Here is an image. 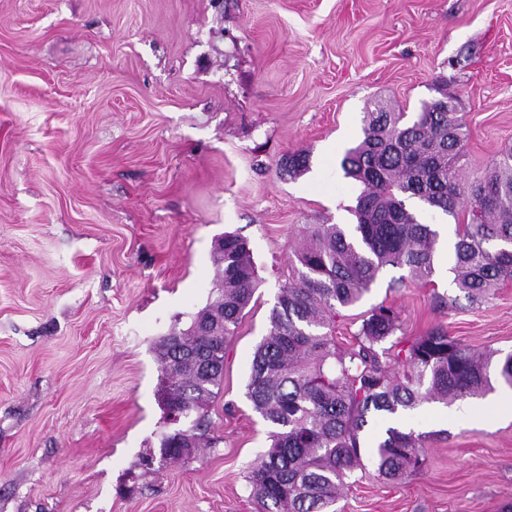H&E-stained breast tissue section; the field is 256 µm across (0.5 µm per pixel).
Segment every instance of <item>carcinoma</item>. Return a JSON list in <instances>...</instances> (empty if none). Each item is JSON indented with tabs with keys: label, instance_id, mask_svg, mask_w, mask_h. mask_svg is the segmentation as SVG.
Here are the masks:
<instances>
[{
	"label": "carcinoma",
	"instance_id": "obj_1",
	"mask_svg": "<svg viewBox=\"0 0 512 512\" xmlns=\"http://www.w3.org/2000/svg\"><path fill=\"white\" fill-rule=\"evenodd\" d=\"M466 137L462 118L442 110L438 98L411 120L378 103L364 113L363 138L341 161L344 176L363 185L356 223L304 225L251 362L246 397L270 441L247 475L257 512H331L345 480L362 468L361 437L370 421L424 400L448 403L492 388V357L463 348L442 328L417 338L407 371L391 374L382 343L400 329L392 307L373 308L347 351L333 336L338 310L360 302L385 267L430 282L439 234L410 200L459 221L450 271L467 298L478 300L512 277V153L468 184L459 166ZM308 160L303 150L290 152L284 170L298 176ZM213 260L216 297L187 329L160 342L164 409L176 406L188 423L161 436V454L175 462L214 444L204 410L224 379L227 339L258 287L243 237L224 234ZM422 454L420 437L389 426L375 448L378 472L397 481Z\"/></svg>",
	"mask_w": 512,
	"mask_h": 512
}]
</instances>
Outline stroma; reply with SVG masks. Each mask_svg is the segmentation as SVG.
Returning a JSON list of instances; mask_svg holds the SVG:
<instances>
[{"mask_svg":"<svg viewBox=\"0 0 512 512\" xmlns=\"http://www.w3.org/2000/svg\"><path fill=\"white\" fill-rule=\"evenodd\" d=\"M441 87L476 180L512 149V0H0V512H255L268 427L245 385L288 257L304 225L353 223L340 162L364 112L412 115ZM301 149L309 170L282 175ZM227 232L256 303L207 407L215 444L164 461L156 346L214 298ZM445 266L428 284L383 270L337 345L384 304L395 348L438 327L511 353L512 279L474 304ZM405 420L421 466L380 476L372 421L336 512H512L511 410L480 395Z\"/></svg>","mask_w":512,"mask_h":512,"instance_id":"1","label":"stroma"}]
</instances>
